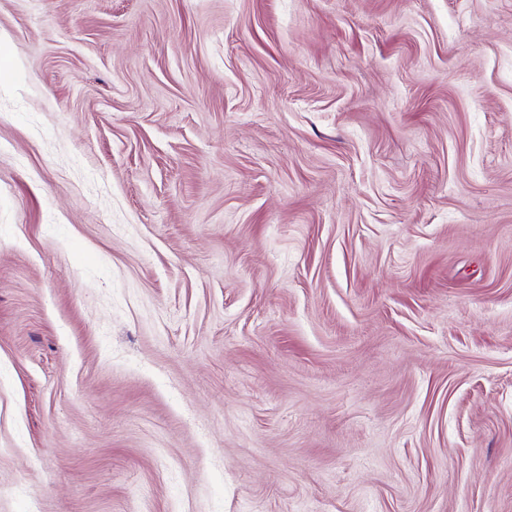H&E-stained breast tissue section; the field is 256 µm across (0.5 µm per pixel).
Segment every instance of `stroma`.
<instances>
[{
	"mask_svg": "<svg viewBox=\"0 0 512 512\" xmlns=\"http://www.w3.org/2000/svg\"><path fill=\"white\" fill-rule=\"evenodd\" d=\"M0 512H512V0H0Z\"/></svg>",
	"mask_w": 512,
	"mask_h": 512,
	"instance_id": "obj_1",
	"label": "stroma"
}]
</instances>
